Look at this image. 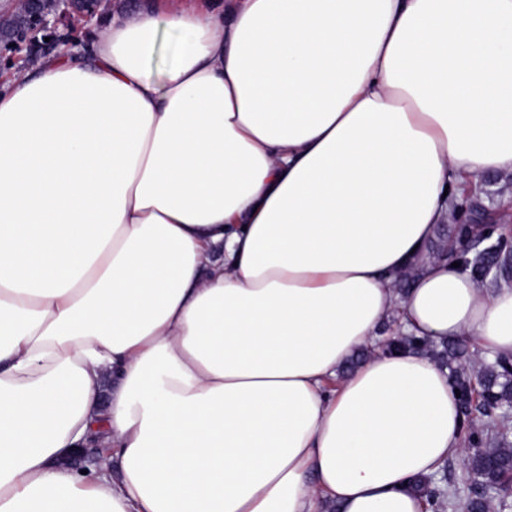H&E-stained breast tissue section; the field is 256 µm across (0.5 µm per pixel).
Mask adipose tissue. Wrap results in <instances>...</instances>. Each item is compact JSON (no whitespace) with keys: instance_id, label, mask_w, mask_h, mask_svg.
Wrapping results in <instances>:
<instances>
[{"instance_id":"1","label":"adipose tissue","mask_w":512,"mask_h":512,"mask_svg":"<svg viewBox=\"0 0 512 512\" xmlns=\"http://www.w3.org/2000/svg\"><path fill=\"white\" fill-rule=\"evenodd\" d=\"M488 172L512 0H139L1 84L0 512H425L458 399L380 330L512 358L425 253Z\"/></svg>"}]
</instances>
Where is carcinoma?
<instances>
[{"mask_svg":"<svg viewBox=\"0 0 512 512\" xmlns=\"http://www.w3.org/2000/svg\"><path fill=\"white\" fill-rule=\"evenodd\" d=\"M25 6H19L12 16L0 23V48L9 46L26 27ZM455 240L452 244L459 245L463 240L476 239L483 232L473 224H457L454 227ZM512 247L501 239L496 248L475 250L467 255L465 266L479 279L499 282L493 269L500 268L508 272V257ZM388 349L427 350L436 352L440 361L455 362L457 366L451 370L450 379L454 388L458 389L459 407L462 415L461 437L467 446L463 458L465 466L481 483L473 490L471 496L461 499L455 494L435 488L429 477L414 482L413 488L425 497L430 512H491L493 500L491 494L512 484V441L508 439V429L497 417L487 413L482 418L471 416V402L468 395L473 391V382L483 387L482 400L492 410L501 407H512V361L498 358L485 365L473 366L465 345L458 339L446 340L438 347H431L426 340L415 336H397L387 344Z\"/></svg>","mask_w":512,"mask_h":512,"instance_id":"cac0c4a2","label":"carcinoma"}]
</instances>
